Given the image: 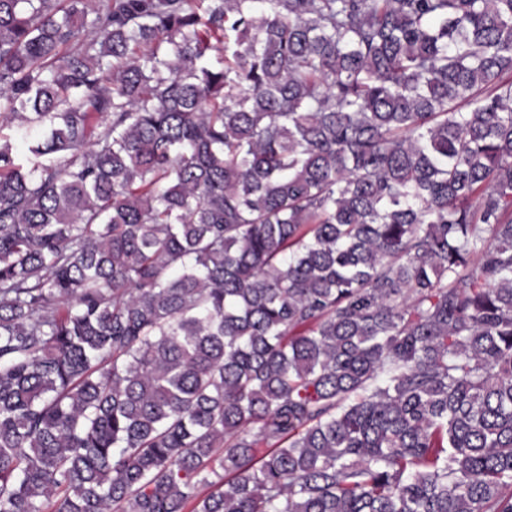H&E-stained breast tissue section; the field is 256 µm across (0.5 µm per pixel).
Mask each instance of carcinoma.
Returning a JSON list of instances; mask_svg holds the SVG:
<instances>
[{"label": "carcinoma", "instance_id": "cac0c4a2", "mask_svg": "<svg viewBox=\"0 0 512 512\" xmlns=\"http://www.w3.org/2000/svg\"><path fill=\"white\" fill-rule=\"evenodd\" d=\"M0 512H512V0H0Z\"/></svg>", "mask_w": 512, "mask_h": 512}]
</instances>
